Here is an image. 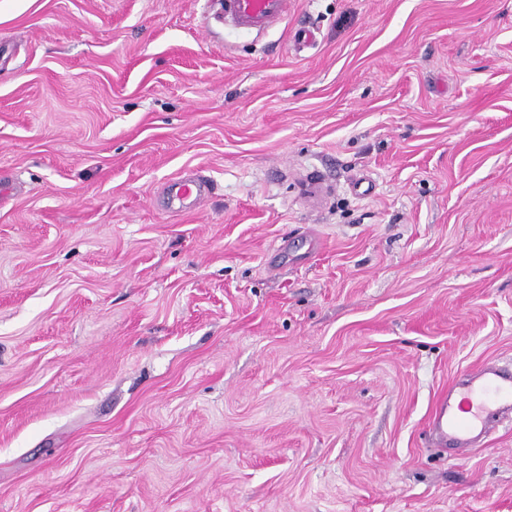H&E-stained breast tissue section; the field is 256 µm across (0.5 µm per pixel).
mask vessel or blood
I'll return each mask as SVG.
<instances>
[{"instance_id": "b4317fda", "label": "vessel or blood", "mask_w": 512, "mask_h": 512, "mask_svg": "<svg viewBox=\"0 0 512 512\" xmlns=\"http://www.w3.org/2000/svg\"><path fill=\"white\" fill-rule=\"evenodd\" d=\"M291 0H224V17L247 32H262L281 23ZM204 176L173 180L168 192L180 205L196 206L209 193ZM512 418V369L487 363L466 370L461 382L451 385L432 414L431 428L443 445L466 452L488 437L497 419Z\"/></svg>"}]
</instances>
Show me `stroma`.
<instances>
[{
	"instance_id": "obj_1",
	"label": "stroma",
	"mask_w": 512,
	"mask_h": 512,
	"mask_svg": "<svg viewBox=\"0 0 512 512\" xmlns=\"http://www.w3.org/2000/svg\"><path fill=\"white\" fill-rule=\"evenodd\" d=\"M0 185V512H512V0H0ZM290 0H224V19L235 29L262 32L281 23ZM209 180L201 175L173 180L168 192L182 206H197L210 192ZM458 396L465 409L456 405ZM500 417L512 418V369L487 363L466 370L461 382L448 386L436 403L431 428L443 446L464 454L491 434Z\"/></svg>"
}]
</instances>
